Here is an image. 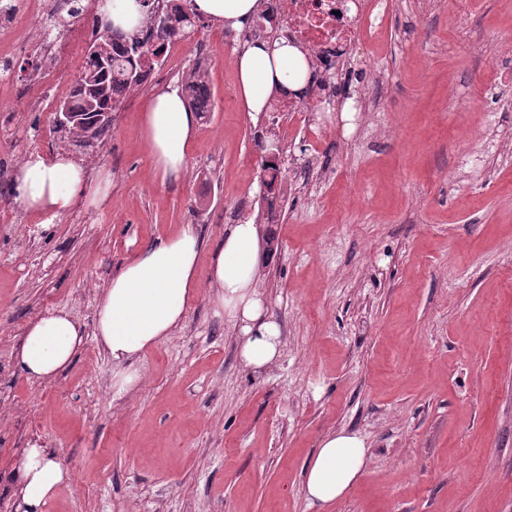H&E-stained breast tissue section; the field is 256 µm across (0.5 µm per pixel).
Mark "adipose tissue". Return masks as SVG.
I'll use <instances>...</instances> for the list:
<instances>
[{"label": "adipose tissue", "mask_w": 512, "mask_h": 512, "mask_svg": "<svg viewBox=\"0 0 512 512\" xmlns=\"http://www.w3.org/2000/svg\"><path fill=\"white\" fill-rule=\"evenodd\" d=\"M196 14L234 34L259 10V0H193ZM236 94L250 113L263 112L277 91L302 92L310 62L286 37L245 43L234 57ZM140 136L162 180L181 178L188 169L197 133V115L186 106L179 86L153 95L142 115ZM88 176L68 153L53 158L29 153L18 168V200L28 211L56 218L85 199ZM203 241L192 227L156 238L128 259L113 275L97 301L93 331H86L69 312L50 310L25 327L17 364L27 378L55 380L74 360L86 337L112 361V388L122 394L141 376L133 365L145 352L171 336L185 320L198 294L197 267ZM261 238L248 217L229 227L210 260L209 279L216 288L217 310L238 330L239 357L245 368L261 370L281 355L279 324L270 315L259 287ZM367 447L344 431L327 435L308 463L304 491L310 508H324L347 494L366 464ZM66 463L53 450L33 445L21 458L15 476L18 512H43L56 490L70 481Z\"/></svg>", "instance_id": "adipose-tissue-1"}]
</instances>
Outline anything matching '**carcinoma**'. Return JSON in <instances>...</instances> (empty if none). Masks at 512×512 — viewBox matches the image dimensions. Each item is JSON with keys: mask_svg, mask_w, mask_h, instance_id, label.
Segmentation results:
<instances>
[{"mask_svg": "<svg viewBox=\"0 0 512 512\" xmlns=\"http://www.w3.org/2000/svg\"><path fill=\"white\" fill-rule=\"evenodd\" d=\"M142 2L144 20L135 31H114L106 37L101 27L95 29L97 58H87L73 92L63 100L73 116L66 131L76 142L103 141L113 121L92 130L88 123L93 115L117 112L127 92L143 85L147 72L162 61L164 43L186 38L195 30L196 14L183 0H166L163 7L155 5V0ZM181 89L192 111H209L210 91L205 75L190 73L182 80Z\"/></svg>", "mask_w": 512, "mask_h": 512, "instance_id": "cac0c4a2", "label": "carcinoma"}]
</instances>
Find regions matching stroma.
Listing matches in <instances>:
<instances>
[{
  "label": "stroma",
  "mask_w": 512,
  "mask_h": 512,
  "mask_svg": "<svg viewBox=\"0 0 512 512\" xmlns=\"http://www.w3.org/2000/svg\"><path fill=\"white\" fill-rule=\"evenodd\" d=\"M387 2L379 39L337 64L349 133L335 112H244V38L203 18L103 141L77 143L33 100L47 65L81 75L94 18L62 59L31 15L0 30V512H17L15 465L36 440L72 472L50 512H311L304 467L342 430L369 460L329 512H512V86L486 81L512 58L487 35L512 26V0ZM198 68L212 110L186 178L164 183L141 116ZM272 131L286 191L260 227L261 286L278 365H241L203 263L184 325L136 362L142 385L113 396L92 340L56 380H29L15 354L27 322L63 308L93 327L99 289L151 240L189 224L209 251L258 217ZM61 150L88 167L90 194L49 221L13 184L25 155Z\"/></svg>",
  "instance_id": "obj_1"
}]
</instances>
